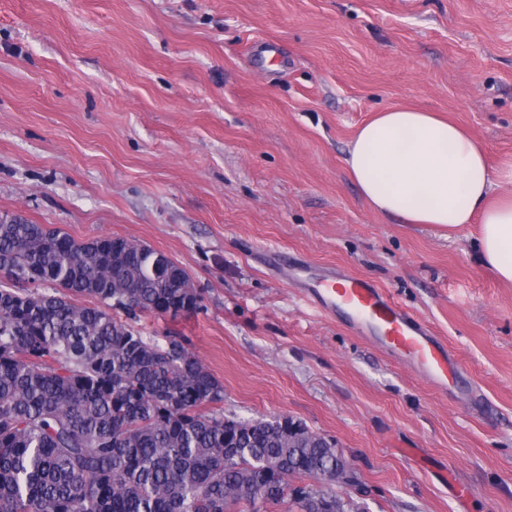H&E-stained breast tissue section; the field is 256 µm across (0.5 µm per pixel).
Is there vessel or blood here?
Returning a JSON list of instances; mask_svg holds the SVG:
<instances>
[{"label":"vessel or blood","instance_id":"vessel-or-blood-1","mask_svg":"<svg viewBox=\"0 0 512 512\" xmlns=\"http://www.w3.org/2000/svg\"><path fill=\"white\" fill-rule=\"evenodd\" d=\"M307 294L327 312L347 313L352 327L396 355L419 376L447 384L454 358L430 327L371 280L347 273L304 281Z\"/></svg>","mask_w":512,"mask_h":512}]
</instances>
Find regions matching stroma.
<instances>
[{
  "instance_id": "1",
  "label": "stroma",
  "mask_w": 512,
  "mask_h": 512,
  "mask_svg": "<svg viewBox=\"0 0 512 512\" xmlns=\"http://www.w3.org/2000/svg\"><path fill=\"white\" fill-rule=\"evenodd\" d=\"M406 106L512 158V0H0V212L183 266L224 413L336 441L362 512H512V285L475 230L373 211L344 158ZM348 271L453 351L443 391L269 262Z\"/></svg>"
}]
</instances>
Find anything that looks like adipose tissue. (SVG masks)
<instances>
[{
    "label": "adipose tissue",
    "instance_id": "obj_1",
    "mask_svg": "<svg viewBox=\"0 0 512 512\" xmlns=\"http://www.w3.org/2000/svg\"><path fill=\"white\" fill-rule=\"evenodd\" d=\"M345 164L380 214L452 231L478 225L482 264L512 285V159L490 168L480 144L456 124L396 107L358 130Z\"/></svg>",
    "mask_w": 512,
    "mask_h": 512
}]
</instances>
